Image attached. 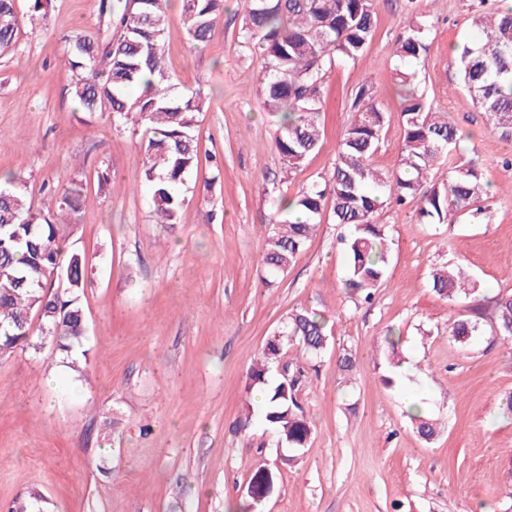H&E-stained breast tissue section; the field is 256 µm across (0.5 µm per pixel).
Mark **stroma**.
Listing matches in <instances>:
<instances>
[{"label":"stroma","mask_w":512,"mask_h":512,"mask_svg":"<svg viewBox=\"0 0 512 512\" xmlns=\"http://www.w3.org/2000/svg\"><path fill=\"white\" fill-rule=\"evenodd\" d=\"M224 4L197 48L169 13L166 68L177 93H201L206 105L180 221L159 224L141 188L142 128L86 115L70 96L67 36L116 34L101 0H52L34 24L31 0H19L18 42L0 51V173L23 178L42 210L57 182L86 184L70 241L89 260L87 364L76 373L49 347L0 361V512L32 489L44 512H512V345L487 322L468 344L447 331L512 292V132L467 103L452 52L498 0H375L364 53L325 68L323 144L293 170L274 147L260 55L240 42L244 0ZM415 14L429 49L403 65L395 43ZM399 67L461 133L431 182L466 163L490 184L488 199L456 224L421 223L413 202L382 210L391 258L371 302L343 287L347 229L328 209L288 271L266 283L260 260L280 204L329 178L361 85L374 87L388 117L372 163L398 169ZM104 170L114 190L99 188ZM447 264L464 266L478 292L457 302L433 292L431 272ZM295 310L321 314L330 338L313 360L292 347L282 357L305 369L297 398L312 424L285 463L273 434L237 424L257 401L252 360ZM390 330L402 365L387 387ZM414 403L437 420L433 439L409 420ZM260 468L274 490L256 502L247 489Z\"/></svg>","instance_id":"1"}]
</instances>
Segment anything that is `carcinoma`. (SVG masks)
<instances>
[{
    "mask_svg": "<svg viewBox=\"0 0 512 512\" xmlns=\"http://www.w3.org/2000/svg\"><path fill=\"white\" fill-rule=\"evenodd\" d=\"M170 0H124L110 11L118 38L99 44L85 31L70 35L76 80L71 97L90 114L133 118L144 126L146 165L143 181L159 224H176L184 206L186 178L199 163L195 134L197 116L205 101L201 94L178 95L164 67L161 38L168 22ZM180 20L194 45L212 37L224 14V0H181ZM477 39L459 50V75L471 103L495 128L512 130V9L499 8L474 18ZM373 0H245L242 44L261 50L265 60L263 94L269 114L277 118L275 147L285 164L299 168L321 145V79L326 63L356 60L374 34ZM19 20L15 0H0V49L15 42ZM425 23L408 25L396 41V55L419 59L427 50ZM145 91L131 99L128 92ZM372 86L359 88L353 101L355 118L346 128L333 174L325 188L306 190L286 206L288 216L272 225L262 263L270 275L287 271L321 222L326 196H331L334 221L349 227L343 238L351 295L371 298L389 263L390 240L380 210L408 200L419 201V219L453 224L488 195L489 184L472 166L454 167L448 180L428 184L431 167L448 155L459 139L458 128L444 112L434 111L420 96L408 95L400 110L403 142L400 168L386 173L372 164L384 136L387 115L373 101ZM83 180L73 177L56 192L55 211L35 210L26 183L13 174L0 177V360L19 349L49 345L69 354L86 339V320L80 304L85 287L86 256L61 248L69 235L66 216L77 211ZM63 275L66 288L57 293L52 273ZM433 291L450 301L467 299L478 291L477 281L458 267L437 268ZM40 319L33 326L30 317ZM485 319L480 308L470 317L448 321V336L465 342L480 331ZM490 321L496 336L512 343V294L494 300ZM326 319L313 311L289 314L281 330L266 343L260 362L250 372V387L263 400L257 409L267 428L284 448H304L310 422L296 399L300 376L281 363L283 350L297 346L312 360L326 348ZM281 367L279 381L269 372ZM254 407H247L253 416ZM409 418L429 439L436 423L414 404Z\"/></svg>",
    "mask_w": 512,
    "mask_h": 512,
    "instance_id": "1",
    "label": "carcinoma"
}]
</instances>
